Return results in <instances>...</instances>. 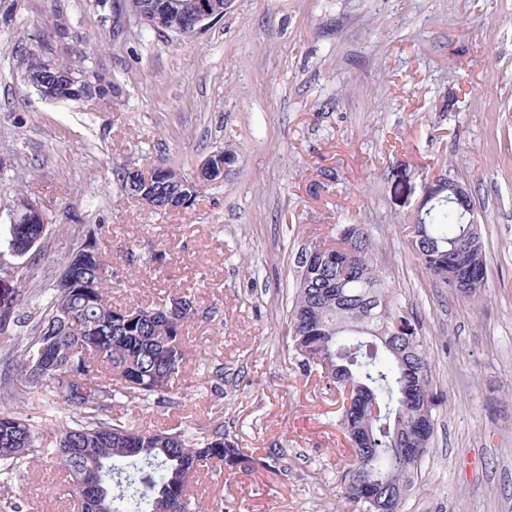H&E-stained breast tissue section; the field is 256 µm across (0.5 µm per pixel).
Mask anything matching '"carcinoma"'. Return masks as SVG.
I'll use <instances>...</instances> for the list:
<instances>
[{"instance_id":"obj_1","label":"carcinoma","mask_w":512,"mask_h":512,"mask_svg":"<svg viewBox=\"0 0 512 512\" xmlns=\"http://www.w3.org/2000/svg\"><path fill=\"white\" fill-rule=\"evenodd\" d=\"M165 0H91L103 22L134 15L150 26ZM92 55L57 62L56 70L78 83L62 86L57 100H104L119 92L90 66ZM174 167L152 174L149 191L160 209L193 205L200 190ZM3 239L8 254L34 264L36 239L45 238L49 219L32 213L31 202L16 194ZM103 225H87L60 262L59 273L33 305L23 270L13 268L15 288L0 304V331H19L3 342L8 366L0 376V512H17L9 495L12 480L37 454L60 462L84 512H202L191 498L194 475L204 468L233 473L273 470L281 449L254 457L238 448L224 424L155 431L112 414L124 397L134 404L164 406L173 400L175 381L187 355L185 330L198 314L191 296L162 305L112 304L109 253ZM91 239L99 260L76 265L72 256ZM331 245L315 273L299 278L289 315V343L306 371L317 370L337 393L350 389V406L338 409V426L351 446L341 476L340 496L349 512H401L412 477L427 455L434 429L414 435L421 413L435 421L438 395L419 321L397 302L375 259L376 243L364 224H346L315 247ZM411 250L433 282L455 288L468 299L482 297L486 282H471V267L486 274L479 224L468 223L448 192L432 199L412 221ZM52 360L37 362L42 346ZM46 390L47 415L59 408L69 420L54 424L56 447L37 448L38 432L21 413L8 408L30 390ZM372 400L373 415L359 407Z\"/></svg>"}]
</instances>
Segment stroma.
Masks as SVG:
<instances>
[{
    "mask_svg": "<svg viewBox=\"0 0 512 512\" xmlns=\"http://www.w3.org/2000/svg\"><path fill=\"white\" fill-rule=\"evenodd\" d=\"M0 21V227L14 188L47 213L42 287L83 224L104 225L116 305L178 291L202 314L173 406L145 427L222 422L244 450L278 448L272 471H202L206 512H342L336 397L300 370L287 312L297 259L341 224L368 225L386 280L417 314L440 402L403 512H512V0H230L201 34L101 22L89 0H8ZM94 50L121 94L50 102L28 57ZM237 164L192 209L156 211L114 173L167 162L193 175L213 151ZM468 190L489 287L470 302L431 281L408 245L440 171ZM166 251L162 268L152 259ZM224 367V393L209 383ZM20 512H76L49 459L17 475Z\"/></svg>",
    "mask_w": 512,
    "mask_h": 512,
    "instance_id": "obj_1",
    "label": "stroma"
}]
</instances>
